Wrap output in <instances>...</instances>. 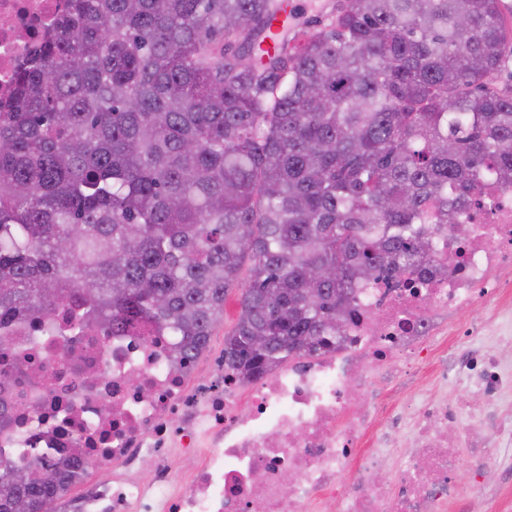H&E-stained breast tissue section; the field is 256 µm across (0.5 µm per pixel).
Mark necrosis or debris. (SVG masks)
<instances>
[{
	"instance_id": "necrosis-or-debris-1",
	"label": "necrosis or debris",
	"mask_w": 512,
	"mask_h": 512,
	"mask_svg": "<svg viewBox=\"0 0 512 512\" xmlns=\"http://www.w3.org/2000/svg\"><path fill=\"white\" fill-rule=\"evenodd\" d=\"M64 6L0 0L1 103ZM478 193L463 238H434L415 272L359 290L327 346L252 380L179 361L154 330L73 334L60 311L34 343L18 325L0 345V459L38 448L42 467L96 473L56 512H448L493 495L512 512V180L486 172ZM451 384L479 406L442 397Z\"/></svg>"
}]
</instances>
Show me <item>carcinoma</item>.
Returning a JSON list of instances; mask_svg holds the SVG:
<instances>
[{
  "mask_svg": "<svg viewBox=\"0 0 512 512\" xmlns=\"http://www.w3.org/2000/svg\"><path fill=\"white\" fill-rule=\"evenodd\" d=\"M499 3L336 0L269 53L287 0H70L0 112V328L67 309L194 358L247 264L225 365L328 343L512 178ZM78 467L1 462L0 512H51Z\"/></svg>",
  "mask_w": 512,
  "mask_h": 512,
  "instance_id": "carcinoma-1",
  "label": "carcinoma"
}]
</instances>
